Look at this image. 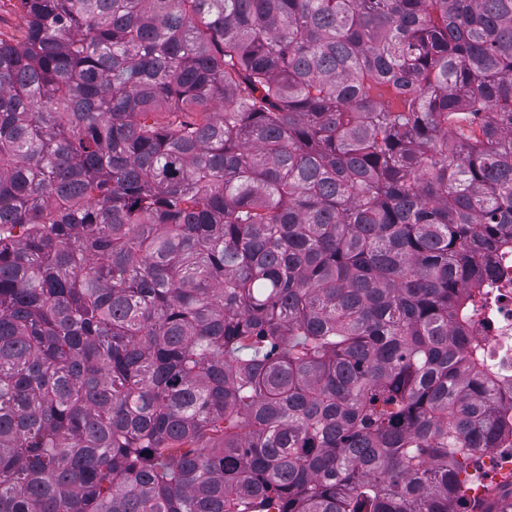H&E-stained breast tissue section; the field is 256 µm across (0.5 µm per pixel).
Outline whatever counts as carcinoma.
<instances>
[{"label": "carcinoma", "mask_w": 512, "mask_h": 512, "mask_svg": "<svg viewBox=\"0 0 512 512\" xmlns=\"http://www.w3.org/2000/svg\"><path fill=\"white\" fill-rule=\"evenodd\" d=\"M18 2L0 512H512V0ZM497 277L472 312L468 336L480 342L497 372L504 394L512 390V251L497 259ZM479 453L483 454V456H491L494 460L497 475H503L511 481L497 488L495 495L497 496V494L500 495L502 492L511 491L512 487L510 489L508 487L512 483V439L511 442L508 440L504 443H500L497 448L481 449Z\"/></svg>", "instance_id": "1"}]
</instances>
